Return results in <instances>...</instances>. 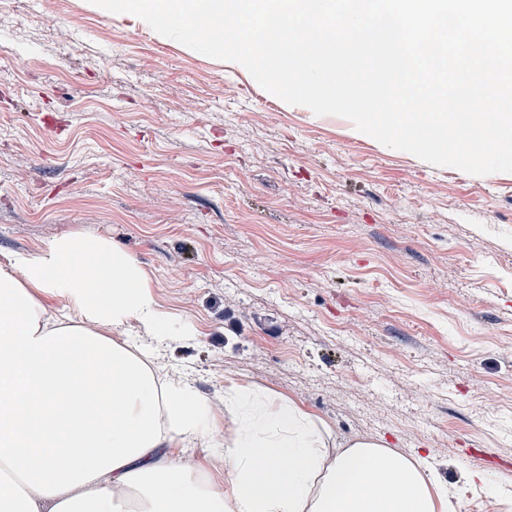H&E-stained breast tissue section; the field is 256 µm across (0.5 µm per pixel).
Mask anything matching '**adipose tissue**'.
Masks as SVG:
<instances>
[{"instance_id": "1", "label": "adipose tissue", "mask_w": 512, "mask_h": 512, "mask_svg": "<svg viewBox=\"0 0 512 512\" xmlns=\"http://www.w3.org/2000/svg\"><path fill=\"white\" fill-rule=\"evenodd\" d=\"M131 320L152 336L191 332L103 240L0 262V512H447L426 457L381 441L331 450L322 420L267 391L226 385L218 428L187 383L160 384L108 338ZM187 444L212 454L187 462Z\"/></svg>"}]
</instances>
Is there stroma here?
I'll return each mask as SVG.
<instances>
[{
    "mask_svg": "<svg viewBox=\"0 0 512 512\" xmlns=\"http://www.w3.org/2000/svg\"><path fill=\"white\" fill-rule=\"evenodd\" d=\"M34 2L0 0V260L104 239L194 328L114 338L216 425L225 385H252L335 447L430 449L455 512L512 508V173L430 165L131 18Z\"/></svg>",
    "mask_w": 512,
    "mask_h": 512,
    "instance_id": "obj_1",
    "label": "stroma"
}]
</instances>
